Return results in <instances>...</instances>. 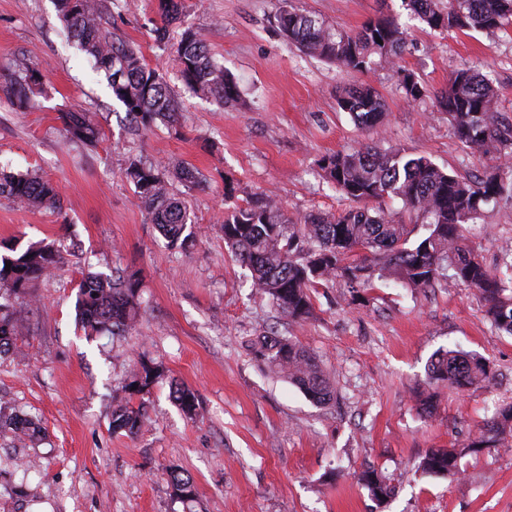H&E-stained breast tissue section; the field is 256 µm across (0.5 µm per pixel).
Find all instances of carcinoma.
Wrapping results in <instances>:
<instances>
[{"mask_svg":"<svg viewBox=\"0 0 512 512\" xmlns=\"http://www.w3.org/2000/svg\"><path fill=\"white\" fill-rule=\"evenodd\" d=\"M416 18L432 30H478L494 33L512 24V0H403ZM60 20L70 38L106 76L112 95L126 108L129 120L144 128L156 121L176 122V111L164 77L119 34L103 26V0H55ZM161 24L151 30L155 43L169 37V27L180 21L182 0H158ZM280 33L300 50L337 67L367 71L383 67L409 102L427 89L398 61L409 42V32L394 21L377 18L357 32H348L279 0L276 13ZM382 43H377V40ZM181 79L194 94L220 105L242 100L236 80L210 53L202 36L185 29L175 50ZM13 92L22 107L41 92L40 72L25 62L17 64ZM440 107L456 138L465 147L494 159L481 178L471 181L439 167L426 156L397 148L366 145L324 157L321 169L328 181L357 207L338 214L306 213L291 217L266 194H253L224 217V243L250 273L251 287L268 298L290 321L308 318L313 292L334 279H344L352 299L375 288V282L393 280L417 289L434 287L453 279L475 291L491 324L512 335V259L496 270L486 267L474 249L465 244L466 226L482 218L493 201L512 200V124L504 125L495 109L494 85L488 75L472 66L454 70L448 88L437 95ZM339 108L354 122L372 128L385 110L383 97L369 86L343 89ZM70 139L94 147L102 130L87 112L60 113ZM123 175L135 187L139 208L155 224L169 246L183 248L198 234L184 198L173 190V181L197 187V172L185 166L170 168L147 162L137 155L127 158ZM0 195L26 209L56 206L59 189L37 175L0 171ZM398 199L410 222L422 233L413 235L387 202ZM0 253V353L13 347L19 313L10 298L53 273L63 262L55 243L30 242L22 248L7 246ZM10 270H5L6 264ZM141 306L135 273L108 275L88 272L76 294L78 321L88 336H125L137 323ZM252 353L318 404L334 400L335 392L318 363L292 336H259ZM163 375V368L142 362L125 384L129 395L149 392ZM489 364L481 357L454 349L435 353L428 364V379L437 386L466 390L490 381ZM172 398L181 411L193 416L198 398L191 388L176 386ZM147 416L145 401H130L112 408L114 432L137 433ZM15 436L30 438L38 427L31 418H9ZM512 439V403L503 405L460 448L430 451L419 469L429 475L452 478L460 473L459 460L483 448L507 447ZM173 499L184 512H196L197 494L190 474L173 469L168 474ZM362 485L382 504L391 487L383 472L364 471Z\"/></svg>","mask_w":512,"mask_h":512,"instance_id":"cac0c4a2","label":"carcinoma"}]
</instances>
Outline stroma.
Returning <instances> with one entry per match:
<instances>
[{
    "label": "stroma",
    "mask_w": 512,
    "mask_h": 512,
    "mask_svg": "<svg viewBox=\"0 0 512 512\" xmlns=\"http://www.w3.org/2000/svg\"><path fill=\"white\" fill-rule=\"evenodd\" d=\"M310 13L348 31L374 18L410 27L400 60L428 94L407 102L390 72L347 71L309 56L279 33L278 0H183L166 45L150 35L157 0H107L119 34L139 46L180 103L173 127L131 124L104 73L70 41L53 0H0V163L55 183L60 203L28 210L0 196V244L48 240L60 269L29 291V312L13 353L0 355V412L37 416L39 442L0 434V512H182L166 471L194 479L198 512H512V449L464 456L453 478L418 465L434 448H458L498 408L512 403V336L487 320L473 290L457 282L428 291L378 284L355 303L344 280L319 289L309 319L288 322L252 290L224 246L232 205L224 174L242 195L263 193L291 216L336 213L346 200L324 178L327 155L365 145L430 157L463 177L482 158L456 138L436 99L466 63L491 75L499 115L512 119V26L487 34H443L410 16L402 0H300ZM199 31L239 82L243 104L219 106L183 84L174 49L183 29ZM39 69L42 92L19 107L11 89L16 61ZM366 84L385 100L378 126L365 129L337 104L339 90ZM95 113L97 146L68 140L59 113ZM198 171L188 197L199 237L168 247L122 176L128 155ZM467 242L492 269L512 254V201L490 206L469 225ZM138 272L140 317L131 335H85L76 322L77 286L87 272ZM276 331L319 359L336 402L316 404L266 369L250 339ZM484 358L492 379L463 392L441 389L422 409L427 365L439 349ZM165 376L147 394L136 435L113 432L114 404L139 361ZM192 388L196 419L170 395ZM385 472L393 493L377 503L358 480Z\"/></svg>",
    "instance_id": "1"
}]
</instances>
